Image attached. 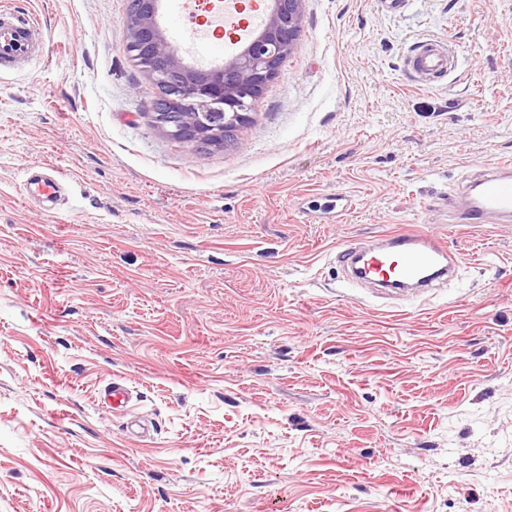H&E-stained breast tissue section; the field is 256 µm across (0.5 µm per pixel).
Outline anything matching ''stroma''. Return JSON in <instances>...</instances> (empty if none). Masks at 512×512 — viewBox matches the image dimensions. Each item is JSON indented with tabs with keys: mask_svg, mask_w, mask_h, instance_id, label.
<instances>
[{
	"mask_svg": "<svg viewBox=\"0 0 512 512\" xmlns=\"http://www.w3.org/2000/svg\"><path fill=\"white\" fill-rule=\"evenodd\" d=\"M1 11L45 37L0 71V512H512V222L447 197L512 159V0H305L207 153L151 125L125 0ZM429 38L457 66L418 87ZM46 162L59 195L24 196ZM405 228L447 237L454 284L344 283L337 251ZM131 400V390L121 379L112 380L102 392V401L112 409L126 408Z\"/></svg>",
	"mask_w": 512,
	"mask_h": 512,
	"instance_id": "obj_1",
	"label": "stroma"
}]
</instances>
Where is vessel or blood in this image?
Here are the masks:
<instances>
[{
	"label": "vessel or blood",
	"instance_id": "1",
	"mask_svg": "<svg viewBox=\"0 0 512 512\" xmlns=\"http://www.w3.org/2000/svg\"><path fill=\"white\" fill-rule=\"evenodd\" d=\"M172 42L190 50L196 59L214 61L209 41L198 39L193 28L171 27ZM42 34L29 19L11 14L0 15V67H12L32 59ZM456 59L446 42L422 41L407 66L414 81L429 85L447 73ZM467 207L464 218L471 224L512 218V161L487 163L466 184ZM340 258L349 279L357 285H379L387 289L424 294L453 276L457 256L445 237L401 230L390 234L373 250L354 247ZM105 405L113 409L127 407L132 394L126 383L115 379L102 392Z\"/></svg>",
	"mask_w": 512,
	"mask_h": 512
}]
</instances>
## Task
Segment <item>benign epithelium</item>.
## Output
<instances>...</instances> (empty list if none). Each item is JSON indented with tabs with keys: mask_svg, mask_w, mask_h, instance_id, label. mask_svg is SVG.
Wrapping results in <instances>:
<instances>
[{
	"mask_svg": "<svg viewBox=\"0 0 512 512\" xmlns=\"http://www.w3.org/2000/svg\"><path fill=\"white\" fill-rule=\"evenodd\" d=\"M126 55L159 90L147 104L154 127L196 152L224 148L252 122L267 85L304 32V0H271L264 27L217 68L189 65L161 28L159 0H126Z\"/></svg>",
	"mask_w": 512,
	"mask_h": 512,
	"instance_id": "benign-epithelium-1",
	"label": "benign epithelium"
}]
</instances>
